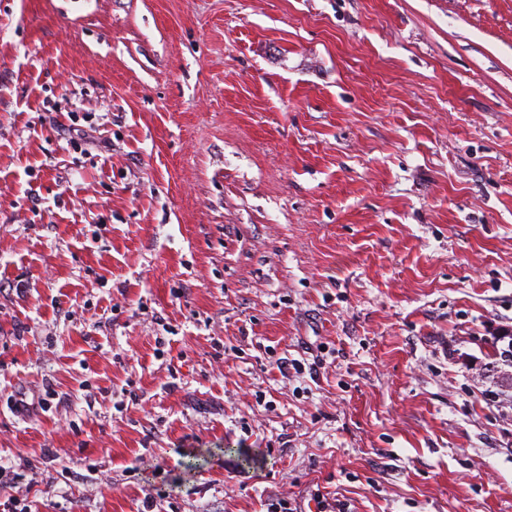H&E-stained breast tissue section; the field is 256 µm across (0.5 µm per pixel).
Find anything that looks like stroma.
Returning <instances> with one entry per match:
<instances>
[{"label":"stroma","mask_w":512,"mask_h":512,"mask_svg":"<svg viewBox=\"0 0 512 512\" xmlns=\"http://www.w3.org/2000/svg\"><path fill=\"white\" fill-rule=\"evenodd\" d=\"M505 330L512 0H0V502L512 512ZM498 341L493 343V352L489 355V359L492 361L485 365L483 373L484 376L491 374L493 378L496 375L501 382L500 386L512 391V371L505 369V367L512 368V343L509 348L500 350L497 347Z\"/></svg>","instance_id":"35a3bbf8"}]
</instances>
